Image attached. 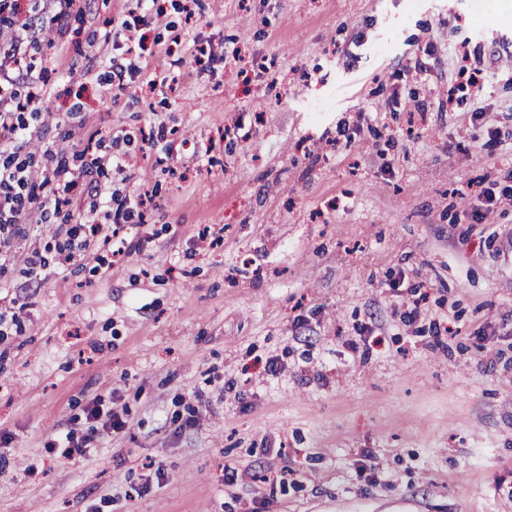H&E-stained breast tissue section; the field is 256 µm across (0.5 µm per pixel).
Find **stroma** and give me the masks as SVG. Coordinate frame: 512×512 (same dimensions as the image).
Masks as SVG:
<instances>
[{"instance_id": "obj_1", "label": "stroma", "mask_w": 512, "mask_h": 512, "mask_svg": "<svg viewBox=\"0 0 512 512\" xmlns=\"http://www.w3.org/2000/svg\"><path fill=\"white\" fill-rule=\"evenodd\" d=\"M159 4L148 94L107 82L135 0H0L51 100L10 147L45 210L0 268V512H512V0ZM90 142L155 205L62 267L92 197L43 152ZM72 173L68 168L57 165L51 169V172H44L45 180L54 185L55 205L68 202V197L77 185V182L71 178Z\"/></svg>"}]
</instances>
